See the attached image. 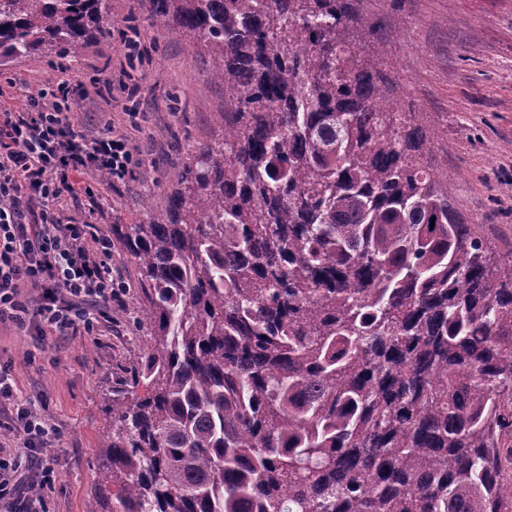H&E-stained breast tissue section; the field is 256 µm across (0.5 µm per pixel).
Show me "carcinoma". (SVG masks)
I'll use <instances>...</instances> for the list:
<instances>
[{
    "label": "carcinoma",
    "mask_w": 512,
    "mask_h": 512,
    "mask_svg": "<svg viewBox=\"0 0 512 512\" xmlns=\"http://www.w3.org/2000/svg\"><path fill=\"white\" fill-rule=\"evenodd\" d=\"M361 0H152L224 129L116 229L149 342L86 512H512V251L347 40ZM108 0H0V67L76 60Z\"/></svg>",
    "instance_id": "obj_1"
}]
</instances>
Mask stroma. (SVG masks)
I'll use <instances>...</instances> for the list:
<instances>
[{
  "label": "stroma",
  "mask_w": 512,
  "mask_h": 512,
  "mask_svg": "<svg viewBox=\"0 0 512 512\" xmlns=\"http://www.w3.org/2000/svg\"><path fill=\"white\" fill-rule=\"evenodd\" d=\"M362 8L386 49L375 66L394 84L402 112L422 113L439 137L427 156L448 191L451 206L481 225L499 251L512 249V0H364ZM109 35L94 39L72 62L87 98L77 113L85 127L111 113L116 132L142 150L144 162L124 181L91 179V192L67 198L74 217L111 233L116 224H143L165 213L187 160L185 148L216 135L224 87L209 84V60L170 21L154 17L151 0H111ZM137 38L144 59L127 58ZM26 80L44 87L61 80L55 60L32 56L0 71V81ZM129 79L135 94L119 85ZM113 80L99 93L97 80ZM136 112L129 124L126 111ZM112 271L126 283L119 301L101 316L93 334L58 336L0 325V365L16 381L17 396L60 430L43 451L54 472L39 497L43 512H85L108 464L104 442L111 430L112 399L125 389L131 362L144 345L132 320L142 280L122 248Z\"/></svg>",
  "instance_id": "1"
}]
</instances>
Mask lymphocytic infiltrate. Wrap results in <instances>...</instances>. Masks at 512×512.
Returning a JSON list of instances; mask_svg holds the SVG:
<instances>
[{"label": "lymphocytic infiltrate", "mask_w": 512, "mask_h": 512, "mask_svg": "<svg viewBox=\"0 0 512 512\" xmlns=\"http://www.w3.org/2000/svg\"><path fill=\"white\" fill-rule=\"evenodd\" d=\"M55 86L29 91L28 109L0 104V325L49 330L65 336L93 333L95 312L111 307L126 285L112 273L111 238L89 221H76L64 196L85 189V176L108 172L122 181L142 161L111 121L78 126L85 96L69 65ZM14 405L19 448H0V512H39L27 486L44 485L51 467L22 474L23 461L52 447L60 432L15 400L9 368L0 367V403Z\"/></svg>", "instance_id": "1"}]
</instances>
